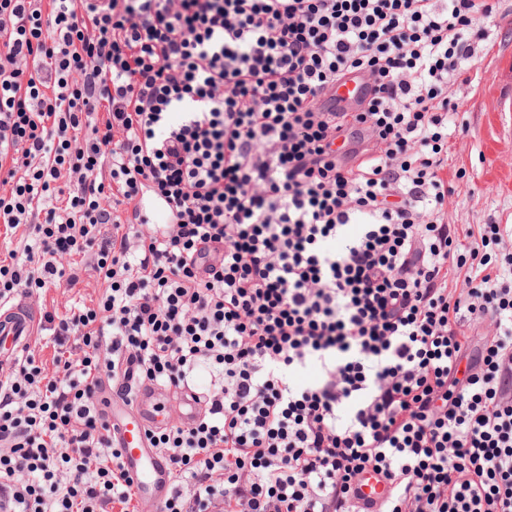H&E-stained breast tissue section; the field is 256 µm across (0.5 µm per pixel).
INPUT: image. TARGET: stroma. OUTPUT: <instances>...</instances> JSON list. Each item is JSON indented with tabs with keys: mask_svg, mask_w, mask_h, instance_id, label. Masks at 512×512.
<instances>
[{
	"mask_svg": "<svg viewBox=\"0 0 512 512\" xmlns=\"http://www.w3.org/2000/svg\"><path fill=\"white\" fill-rule=\"evenodd\" d=\"M478 75L463 94L458 120L462 127L448 144V164L441 175L454 189L446 206L447 221L512 225V112L501 110L499 92L512 82V0H501L488 28L485 55ZM89 256H77L80 281L76 288H49L33 295L37 309H64L69 300L95 306L102 292L85 267Z\"/></svg>",
	"mask_w": 512,
	"mask_h": 512,
	"instance_id": "35a3bbf8",
	"label": "stroma"
}]
</instances>
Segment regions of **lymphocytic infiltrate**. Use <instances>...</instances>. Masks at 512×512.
<instances>
[{
	"label": "lymphocytic infiltrate",
	"instance_id": "f902f5d3",
	"mask_svg": "<svg viewBox=\"0 0 512 512\" xmlns=\"http://www.w3.org/2000/svg\"><path fill=\"white\" fill-rule=\"evenodd\" d=\"M499 4L0 0V304L77 254L105 284L0 379V512L130 507L104 380L203 372L147 434L161 512H361L370 469L376 512H512V228L451 230L440 175ZM349 74L365 106L324 110ZM145 199L169 221L122 223ZM356 493L360 502H379L388 495V486L381 474L370 469L361 477Z\"/></svg>",
	"mask_w": 512,
	"mask_h": 512
}]
</instances>
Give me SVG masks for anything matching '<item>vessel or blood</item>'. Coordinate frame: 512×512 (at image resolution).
<instances>
[{"label": "vessel or blood", "mask_w": 512, "mask_h": 512, "mask_svg": "<svg viewBox=\"0 0 512 512\" xmlns=\"http://www.w3.org/2000/svg\"><path fill=\"white\" fill-rule=\"evenodd\" d=\"M362 90L356 82L346 79L337 83L332 96L336 105L353 108ZM39 312L26 302L0 306V344L20 353L38 334ZM164 394L155 383L138 385L133 406H126L118 398H110L105 411L121 451V461L132 477L140 496L163 501L171 487L167 463L146 440L147 430L160 427L162 420L157 401ZM361 501L378 502L388 494V486L381 474L366 471L356 487Z\"/></svg>", "instance_id": "vessel-or-blood-1"}]
</instances>
